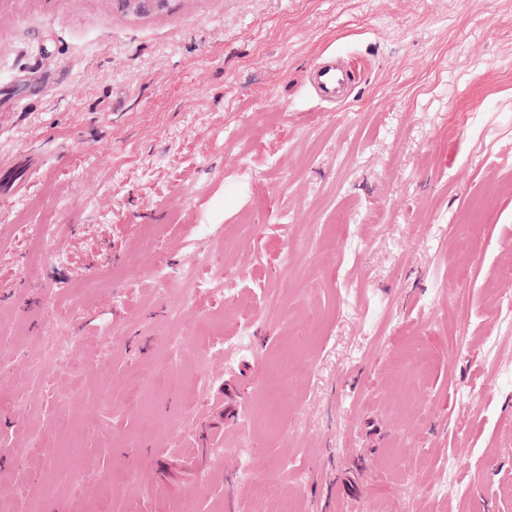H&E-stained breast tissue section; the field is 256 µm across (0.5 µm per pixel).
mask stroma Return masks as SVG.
Masks as SVG:
<instances>
[{"mask_svg": "<svg viewBox=\"0 0 512 512\" xmlns=\"http://www.w3.org/2000/svg\"><path fill=\"white\" fill-rule=\"evenodd\" d=\"M327 54L357 71L337 106L306 82ZM26 160L23 196L0 182V512L36 477L40 512H512V0H0V170ZM54 311L74 350L38 389ZM245 322L249 350L169 349ZM303 333L274 434L263 380Z\"/></svg>", "mask_w": 512, "mask_h": 512, "instance_id": "35a3bbf8", "label": "stroma"}]
</instances>
